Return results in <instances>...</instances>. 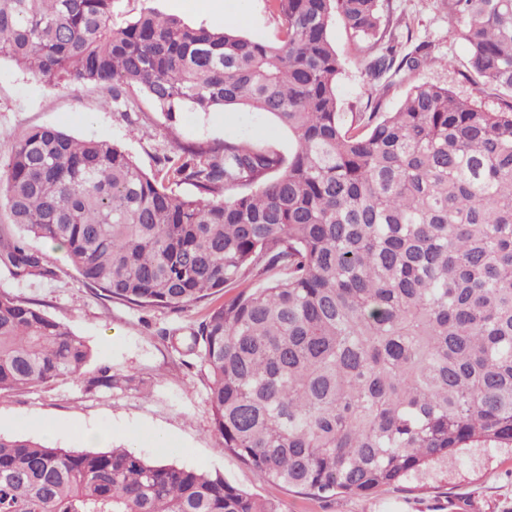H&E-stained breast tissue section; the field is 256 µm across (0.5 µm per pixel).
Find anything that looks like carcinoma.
<instances>
[{
  "label": "carcinoma",
  "instance_id": "1",
  "mask_svg": "<svg viewBox=\"0 0 512 512\" xmlns=\"http://www.w3.org/2000/svg\"><path fill=\"white\" fill-rule=\"evenodd\" d=\"M116 0H0V59L48 85L92 83L167 118L241 106L288 131L175 146L157 172L121 148L41 126L0 163V268L55 276L18 229L65 250L111 298L186 308L255 270L268 285L212 308L186 351L209 372L214 430L260 479L366 496L471 448H512V0H447L464 77L490 112L413 85L345 127L329 38L339 20L375 81L435 62L381 28V0H272L285 36L195 26ZM187 183L193 196L176 193ZM84 340L0 291V395L77 379ZM0 512H280L220 474L127 448L0 436Z\"/></svg>",
  "mask_w": 512,
  "mask_h": 512
}]
</instances>
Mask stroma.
Returning <instances> with one entry per match:
<instances>
[{"label":"stroma","mask_w":512,"mask_h":512,"mask_svg":"<svg viewBox=\"0 0 512 512\" xmlns=\"http://www.w3.org/2000/svg\"><path fill=\"white\" fill-rule=\"evenodd\" d=\"M223 2L220 12L214 0H155L154 6L192 25L228 21L248 38L279 40L280 20L268 0ZM383 23L399 41L428 44L436 57V64L415 72L413 83L445 86L461 98L476 96L463 75L465 46L448 32L443 0H383ZM330 39L345 61L336 85L341 112L364 111L375 98L381 99L383 111L396 110L409 84L396 82L384 89L374 83L355 60L351 35L341 23L333 24ZM104 99L94 85L50 87L14 62L0 60V157H8L16 137L35 126L108 141L149 173L180 143L244 138L283 151L291 144L287 131L244 108L206 113L184 108L169 119L143 98L139 112L129 118L105 107ZM31 245L49 254L55 277L17 280L0 270V291L70 327L92 356L80 379L0 396L1 435L81 449L83 432L108 429L111 446H130L152 460L220 473L240 490L275 499L281 512H512L508 450L473 448L455 463H437L366 497L323 499L259 480L249 465L221 448L212 426L208 372L183 343L210 308L233 296V289L182 310L144 308L83 283L62 250L39 239ZM105 373L112 376V385H97Z\"/></svg>","instance_id":"obj_1"}]
</instances>
